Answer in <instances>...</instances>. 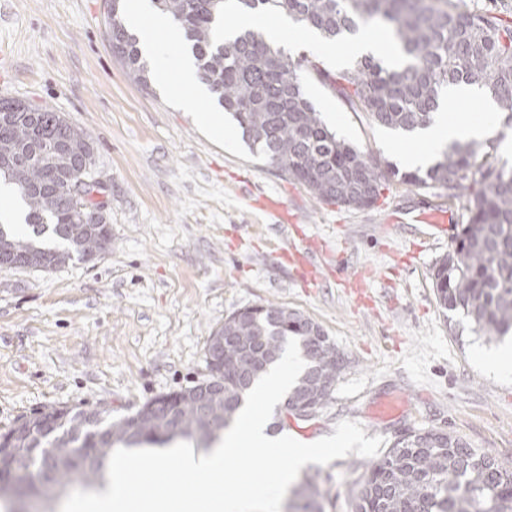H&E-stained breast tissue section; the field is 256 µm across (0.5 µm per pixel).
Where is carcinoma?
I'll use <instances>...</instances> for the list:
<instances>
[{
  "label": "carcinoma",
  "instance_id": "obj_1",
  "mask_svg": "<svg viewBox=\"0 0 512 512\" xmlns=\"http://www.w3.org/2000/svg\"><path fill=\"white\" fill-rule=\"evenodd\" d=\"M226 0H151L181 29L197 62L202 83L228 112L249 148L283 176L323 203L356 209L375 206L387 183L411 187L440 185L448 199L471 198L452 251L432 268L435 297L445 311L467 316L473 332L490 342L512 335V165L497 156V144L454 141L425 170L402 172L374 160L338 138L320 120L305 96L300 64L252 29L232 41L218 38ZM245 8L284 12L294 22L327 39L354 33L360 23L389 25L405 60L390 65L364 58L350 71L330 74L309 67L354 112L379 125L414 132L431 125L447 106L448 88L482 87L512 121V16L477 13L459 0H238ZM108 39L113 55L144 88L150 70L139 39L125 22L127 0H108ZM90 136L47 107L0 98V179L25 202L26 231L0 224V258L11 269L50 271L74 259L86 260L112 233L96 203L69 199L68 180L94 164ZM226 342L224 372L237 368L231 401L208 410L175 394L173 418L149 413L139 422L112 420L99 408L45 406L37 411L51 422L44 432L15 438L29 458L28 470L11 486L0 487V512L17 503L37 502L41 512L56 504L75 483L87 491L104 484L111 454L118 448L164 447L179 439L209 449L235 420L243 401L282 356L288 337L307 360L288 392L287 404L310 399L323 406L330 390L320 378L336 381L344 355L319 324L299 311L274 303L246 308L219 326ZM306 494L289 512H322L314 478L301 484ZM351 512H512V470L476 453L461 438L439 430L397 438L355 482Z\"/></svg>",
  "mask_w": 512,
  "mask_h": 512
}]
</instances>
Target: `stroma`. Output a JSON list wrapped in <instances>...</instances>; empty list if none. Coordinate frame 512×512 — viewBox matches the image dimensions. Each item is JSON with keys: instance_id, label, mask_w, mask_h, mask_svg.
I'll return each instance as SVG.
<instances>
[{"instance_id": "35a3bbf8", "label": "stroma", "mask_w": 512, "mask_h": 512, "mask_svg": "<svg viewBox=\"0 0 512 512\" xmlns=\"http://www.w3.org/2000/svg\"><path fill=\"white\" fill-rule=\"evenodd\" d=\"M106 0H0V97L47 105L87 131L106 184L112 245L50 272L0 270V432L50 404L113 418L208 377L205 347L233 312L271 301L317 322L346 366L311 419L276 405L273 432L333 435L339 421L393 442L442 430L512 469V375L477 354L503 344L446 317L430 278L470 201L439 229L416 222L445 189L391 184L376 207L315 200L243 142L196 115L215 111L151 72L135 83L113 57ZM306 96L324 123L390 162L394 130L351 111L312 75ZM400 411L381 420L379 402ZM369 459L313 464L323 512H350Z\"/></svg>"}]
</instances>
